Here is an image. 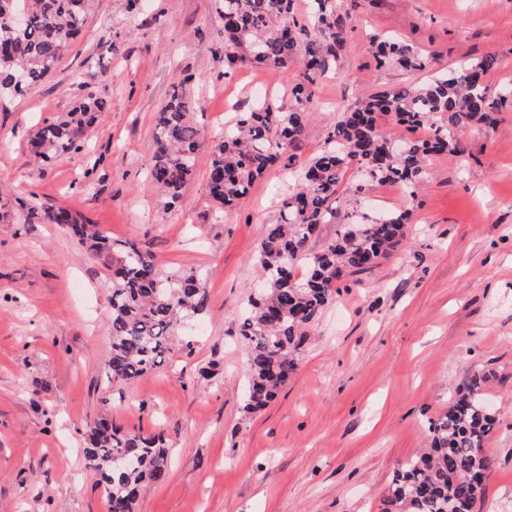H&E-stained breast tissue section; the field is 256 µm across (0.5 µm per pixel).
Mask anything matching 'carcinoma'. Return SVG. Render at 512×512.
Instances as JSON below:
<instances>
[{
	"mask_svg": "<svg viewBox=\"0 0 512 512\" xmlns=\"http://www.w3.org/2000/svg\"><path fill=\"white\" fill-rule=\"evenodd\" d=\"M92 0H0V88L20 94L40 84L84 28ZM295 0H214L224 20V64L250 62L270 69H299L290 89L293 104L259 99L224 127L208 170V187L218 213L235 208L254 181L271 166L292 163L309 113L306 103L317 79L333 68L351 32L349 16L336 0H308L309 18L300 20ZM20 13L24 25L12 17ZM379 67L398 65L409 72L429 68L427 56L399 39L373 46ZM494 57L463 64L426 84L365 93L342 113L320 154L302 170L301 184L285 197L280 220L263 238L257 259L265 272L262 287L248 298L239 335L247 347L248 388L244 409L255 412L274 400L297 367L296 355L309 327L333 300L346 276L374 267L397 248L408 221L406 211H387L367 224H345L320 249L312 245L319 226L338 218L339 185L355 169L367 183H395L409 194L424 182L425 157L466 152L458 131L471 124L488 127L512 104V86L492 97L483 76ZM191 77H179L162 105L154 128L152 183L178 203L193 179L201 127L196 104L187 93ZM103 102L92 100L67 119L44 122L31 140L42 158L81 149L84 128ZM387 121L411 132L427 126L426 138H403L401 150L385 131ZM29 224H59L78 244L102 255L112 268L109 299L112 351L106 364L109 386L127 383L159 367L181 319L206 306L196 271H162L154 256L132 239H113L89 220L63 207L32 204ZM483 377L473 376L448 410L428 427V452L406 462L394 478L389 506L396 512H475L492 460L485 444L496 417L483 401ZM86 458L99 475L111 512H136L143 482L164 481L169 449L161 436L126 430L102 417L88 428Z\"/></svg>",
	"mask_w": 512,
	"mask_h": 512,
	"instance_id": "obj_1",
	"label": "carcinoma"
}]
</instances>
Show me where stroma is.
<instances>
[{"label":"stroma","mask_w":512,"mask_h":512,"mask_svg":"<svg viewBox=\"0 0 512 512\" xmlns=\"http://www.w3.org/2000/svg\"><path fill=\"white\" fill-rule=\"evenodd\" d=\"M353 32L312 90L294 149L304 166L363 93L428 74L376 66L372 35L397 36L436 72L491 55L490 92L512 84V0H355ZM213 0H97L52 72L0 95V512H106L84 431L106 415L163 433L172 469L146 484L136 512H387L392 479L428 445V425L474 375L496 416L493 468L477 508L512 512V107L472 126L462 157L431 155L415 196L370 187L379 207L411 214L391 257L342 282L310 331L299 367L265 409L243 410L241 315L262 277L268 225L294 181L273 168L223 217L207 170L225 124L275 86L289 106L296 68L225 70ZM200 108L197 172L167 206L149 180L157 112L179 75ZM105 100L83 148L34 157L48 119ZM68 208L133 239L164 270L194 268L207 304L177 328L167 364L121 388L105 383L112 336L106 260L57 224L25 223L19 199ZM193 340L185 349V340Z\"/></svg>","instance_id":"1"}]
</instances>
